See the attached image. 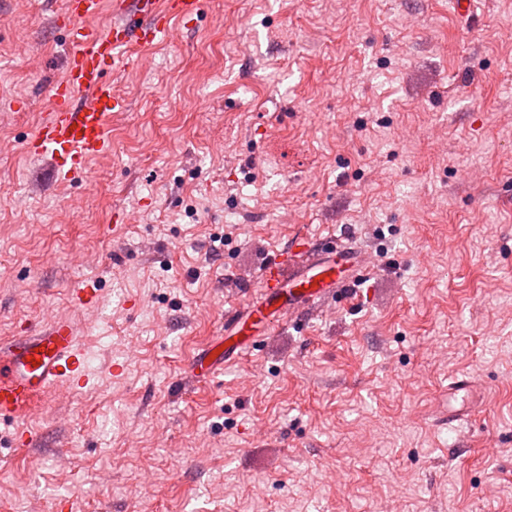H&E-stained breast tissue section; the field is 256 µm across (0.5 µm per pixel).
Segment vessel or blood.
<instances>
[{"mask_svg":"<svg viewBox=\"0 0 512 512\" xmlns=\"http://www.w3.org/2000/svg\"><path fill=\"white\" fill-rule=\"evenodd\" d=\"M203 7L204 0H64L62 14L69 32L64 76L52 85L53 108L25 141L26 152L48 159L59 183L89 182L91 161L112 149L113 115L127 109L126 100L113 90L111 72L128 65L135 48L169 38L173 22L194 20ZM106 9L112 14L111 24L91 28V21ZM366 271L357 248L297 237L260 271L258 296L225 312L231 346L195 358L181 391L191 390L219 366L254 348L278 323L327 298H345ZM101 300L93 280L71 295L77 308H94ZM91 375L89 354L67 315H55L44 326L0 342V421L16 425L17 445H30L32 438L23 424L42 399L51 392L71 394L87 385ZM472 390L467 379L449 384V422L468 419V408L456 401Z\"/></svg>","mask_w":512,"mask_h":512,"instance_id":"vessel-or-blood-1","label":"vessel or blood"}]
</instances>
